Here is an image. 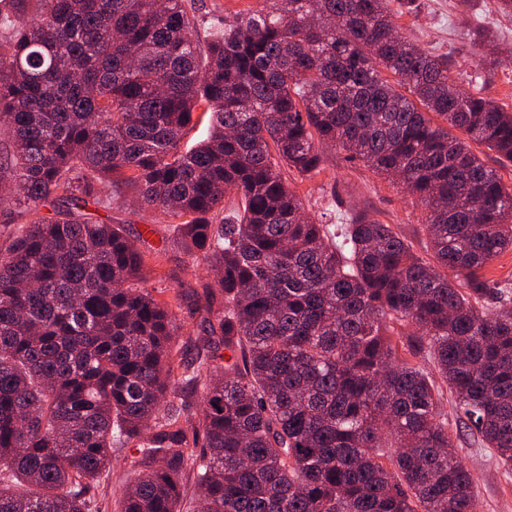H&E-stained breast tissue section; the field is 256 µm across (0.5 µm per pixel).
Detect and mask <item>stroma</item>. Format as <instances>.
<instances>
[{
  "label": "stroma",
  "instance_id": "1",
  "mask_svg": "<svg viewBox=\"0 0 512 512\" xmlns=\"http://www.w3.org/2000/svg\"><path fill=\"white\" fill-rule=\"evenodd\" d=\"M497 0H390L389 8L406 36L425 51L447 57L448 73L455 84L467 90L482 88L485 95L512 108V16L502 15ZM481 22L495 34L500 49V64L488 84L474 80L472 55L461 36L465 26ZM328 162L320 175L302 179L289 176L290 187L303 200L307 212L323 223L349 210H358L392 225L412 242L417 253L426 250L423 232L425 209L401 186L368 171L358 162L347 160L345 152L327 149ZM113 223L124 225L127 236L144 252L162 250L161 276H148L146 288H179L183 268L190 258L178 240L176 221L167 212L143 209L135 201L123 208L110 209ZM448 406V431L456 451L472 475L478 512H512V469L498 466L494 454L483 448L462 428ZM136 451L125 448L112 455L111 478L95 488L100 512H115L114 504L127 489L129 466Z\"/></svg>",
  "mask_w": 512,
  "mask_h": 512
}]
</instances>
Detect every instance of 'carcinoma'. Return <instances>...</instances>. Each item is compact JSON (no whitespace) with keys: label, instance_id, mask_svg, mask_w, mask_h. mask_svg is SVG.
Masks as SVG:
<instances>
[{"label":"carcinoma","instance_id":"carcinoma-1","mask_svg":"<svg viewBox=\"0 0 512 512\" xmlns=\"http://www.w3.org/2000/svg\"><path fill=\"white\" fill-rule=\"evenodd\" d=\"M263 2L202 42L186 0H0V199L32 216L0 225V512H100L130 447L118 512H190V477L202 512H477L445 388L512 468V309L481 304L509 289L480 277L512 250V111L388 0ZM465 40L483 80L497 44ZM196 112L211 134L183 149ZM329 146L420 201L429 256L306 213L284 171ZM128 195L216 272L192 348L185 294L141 287L143 252L86 211ZM135 448H125L112 453V478L100 483L95 488V498L101 506L100 512H115L114 503L118 501L127 489V483L131 475L128 473L133 456H136Z\"/></svg>","mask_w":512,"mask_h":512}]
</instances>
